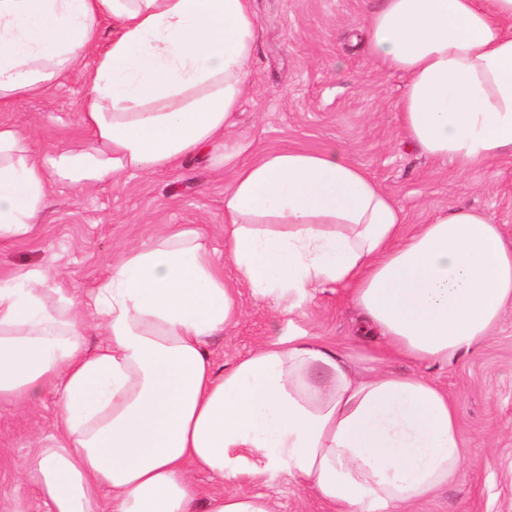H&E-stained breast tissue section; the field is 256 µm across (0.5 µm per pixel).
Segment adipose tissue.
Here are the masks:
<instances>
[{
	"mask_svg": "<svg viewBox=\"0 0 512 512\" xmlns=\"http://www.w3.org/2000/svg\"><path fill=\"white\" fill-rule=\"evenodd\" d=\"M365 30L406 80L394 109L410 143L461 170L512 157V0H382ZM257 36L250 0H0V111L79 72L89 134L38 147L0 123V243L32 238L56 183L92 189L202 153L234 171L224 263L203 233L171 226L83 292L53 287L44 266L0 272V405L59 397L23 472L47 512H274L243 484L280 474L337 512H408L468 455L432 381L359 374L306 331L212 363L244 287L289 313L343 286L386 353L448 365L512 307V247L486 213L461 206L408 232L341 153L255 159L229 142ZM198 472L238 489L202 497Z\"/></svg>",
	"mask_w": 512,
	"mask_h": 512,
	"instance_id": "obj_1",
	"label": "adipose tissue"
}]
</instances>
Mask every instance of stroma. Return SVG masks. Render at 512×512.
Returning a JSON list of instances; mask_svg holds the SVG:
<instances>
[{"label":"stroma","instance_id":"1","mask_svg":"<svg viewBox=\"0 0 512 512\" xmlns=\"http://www.w3.org/2000/svg\"><path fill=\"white\" fill-rule=\"evenodd\" d=\"M379 0H253L259 38L249 65L248 89L232 139L249 140L255 155L282 150L340 151L387 190L406 226L459 206L492 216L512 243V158L459 172L433 161L403 138L394 105L404 91L400 76L369 55L363 25ZM86 94L71 74L41 96L0 112L36 142L68 144L85 139L79 112ZM231 170L211 167L207 156L151 174L126 173L111 185L78 191L52 188L47 217L33 238L0 244V268L41 264L71 291L93 287L115 253L149 244L164 226L202 231L223 259L224 189ZM241 314L208 352L215 367L231 364L274 332L294 326L336 346L360 369L387 368L420 374L436 383L459 411L471 450L455 480L418 512H512V309L495 334L456 364L417 363L383 357L358 334V315L345 289L312 290L300 309L284 316L269 299L242 289ZM58 413L55 395L33 408L0 406V512H45L22 468L39 452ZM248 490L269 496L276 512H333L331 505L288 475L260 476Z\"/></svg>","mask_w":512,"mask_h":512}]
</instances>
